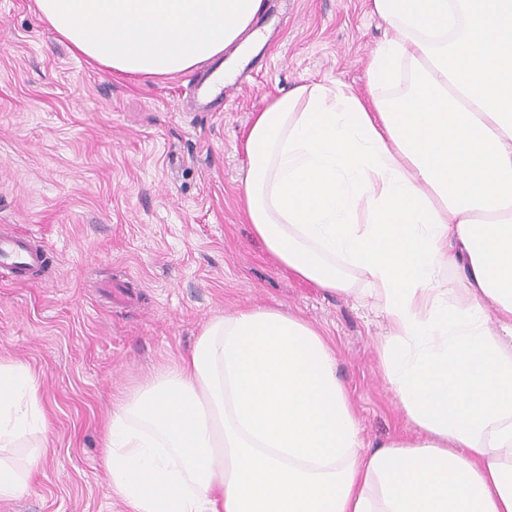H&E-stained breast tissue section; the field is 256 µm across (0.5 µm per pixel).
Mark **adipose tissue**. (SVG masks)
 I'll list each match as a JSON object with an SVG mask.
<instances>
[{
  "label": "adipose tissue",
  "instance_id": "adipose-tissue-1",
  "mask_svg": "<svg viewBox=\"0 0 512 512\" xmlns=\"http://www.w3.org/2000/svg\"><path fill=\"white\" fill-rule=\"evenodd\" d=\"M76 55L164 77L242 51L264 0H35ZM368 97L304 82L255 113L240 190L293 276L387 322L381 367L413 437L366 444L314 324L210 320L103 434L130 512H512V0H373ZM410 66V85L381 89ZM460 270L455 283L443 273ZM42 385L0 357V448L45 433Z\"/></svg>",
  "mask_w": 512,
  "mask_h": 512
}]
</instances>
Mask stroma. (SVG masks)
I'll return each mask as SVG.
<instances>
[{
  "instance_id": "obj_1",
  "label": "stroma",
  "mask_w": 512,
  "mask_h": 512,
  "mask_svg": "<svg viewBox=\"0 0 512 512\" xmlns=\"http://www.w3.org/2000/svg\"><path fill=\"white\" fill-rule=\"evenodd\" d=\"M267 41L216 112L188 103L191 74L133 78L78 58L32 0H0V225L38 237L50 270L0 268V355L40 378L46 451L28 493L0 512H121L102 426L121 398L193 346L204 324L276 307L319 325L366 442L402 433L370 308L277 265L237 189L255 112L308 79L368 93L386 38L371 0H265ZM125 282L115 306L100 286Z\"/></svg>"
}]
</instances>
